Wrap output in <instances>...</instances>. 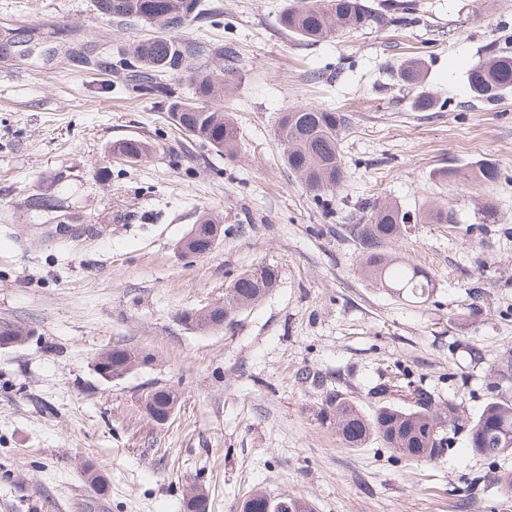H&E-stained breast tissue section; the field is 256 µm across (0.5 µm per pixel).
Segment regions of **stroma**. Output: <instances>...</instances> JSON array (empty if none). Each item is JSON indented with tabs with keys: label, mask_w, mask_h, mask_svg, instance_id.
Masks as SVG:
<instances>
[{
	"label": "stroma",
	"mask_w": 512,
	"mask_h": 512,
	"mask_svg": "<svg viewBox=\"0 0 512 512\" xmlns=\"http://www.w3.org/2000/svg\"><path fill=\"white\" fill-rule=\"evenodd\" d=\"M427 22L311 45L283 30L288 0H202L214 16L189 26L230 65L224 109L239 131L234 157L196 145L149 95L43 60L0 63V322L26 333L0 349V512H184L191 483L209 512H240L264 488L315 512H512L496 477L512 455L474 453L466 429L432 463L400 458L378 439L345 448L320 419L335 390L372 414V387L412 384L463 420L512 402V94L472 100L468 71L512 34V0H420ZM20 25L58 43L121 52L149 27L99 17L93 0H0V33ZM423 59L439 106L413 111L395 73ZM297 105L350 114L347 177L316 200L286 167L274 131ZM153 151L129 164L114 141ZM497 165L498 181L451 183L447 168ZM58 201L57 217L29 209ZM418 213L447 207L449 224L412 223L394 249L429 272L413 303L358 273L353 224L373 201ZM491 204L493 223L476 211ZM217 246L181 242L202 213ZM263 263L275 288L231 324L193 331L183 312L224 301ZM142 362L107 382L93 370L114 345ZM178 395L164 425L141 395ZM104 475L97 490L86 465Z\"/></svg>",
	"instance_id": "obj_1"
}]
</instances>
